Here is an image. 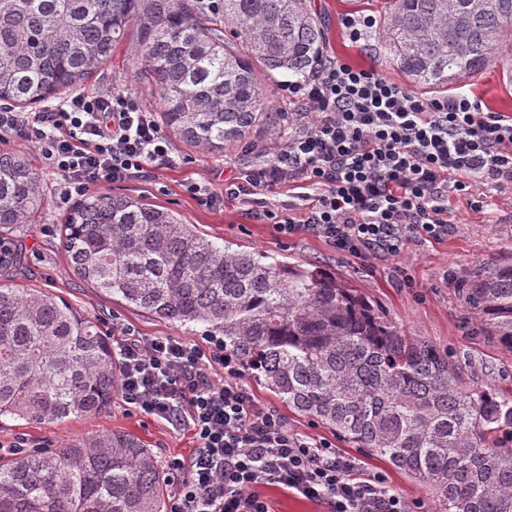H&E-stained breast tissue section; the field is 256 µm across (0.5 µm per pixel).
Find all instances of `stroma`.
<instances>
[{
    "mask_svg": "<svg viewBox=\"0 0 512 512\" xmlns=\"http://www.w3.org/2000/svg\"><path fill=\"white\" fill-rule=\"evenodd\" d=\"M387 5L388 0H308L312 14L324 29L327 58L356 68L377 70L420 98H437V91L412 85L405 74L393 68L375 39L350 41L343 26L346 18H376ZM95 87L104 91L128 90L142 102L150 98L146 86L132 78L131 64L121 52L100 73ZM463 90L480 102L483 111L512 116V87L504 83L501 66L484 70L465 84ZM253 139L255 149L250 153L239 145L221 153L199 152L172 141L168 164L151 169L148 179L118 186L117 191L174 211L184 223L195 225L203 236L217 243L262 250L285 262L316 265L339 273L374 300L409 335L449 351L467 382L512 397V351L494 337L480 335L461 294L464 284L481 269L512 266V192L491 191L488 206L481 209L471 205L466 195L449 194L448 235L443 241L413 240L395 259H358L337 252L315 237L279 239L271 226L246 219L240 205L207 206L186 191L187 183H215L232 177L236 169L261 161L270 146L269 135L260 130ZM61 217V211L47 205L38 224L10 236L15 254L24 258L23 265L15 269L10 263H2L0 275H12L16 284L67 301L107 329L117 323L145 340L172 336L202 346L208 344L204 326H180L158 319L74 276L59 244L57 226ZM238 379L261 405L276 410L289 430L334 443L340 454L359 458L360 475L383 474L389 488L407 502L422 503L425 512H435L429 491L386 460L359 453L330 429L288 409L257 385L247 372H240ZM107 432L134 434L152 449L164 468L173 460L188 459L196 446L187 425H173L130 408L117 393L106 411L62 423L36 424L1 418L0 447L18 444L24 448H59Z\"/></svg>",
    "mask_w": 512,
    "mask_h": 512,
    "instance_id": "obj_1",
    "label": "stroma"
}]
</instances>
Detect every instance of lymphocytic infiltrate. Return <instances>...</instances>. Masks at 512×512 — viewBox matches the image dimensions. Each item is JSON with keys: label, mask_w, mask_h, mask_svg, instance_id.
<instances>
[{"label": "lymphocytic infiltrate", "mask_w": 512, "mask_h": 512, "mask_svg": "<svg viewBox=\"0 0 512 512\" xmlns=\"http://www.w3.org/2000/svg\"><path fill=\"white\" fill-rule=\"evenodd\" d=\"M290 113L263 161L223 187L186 186L206 205L234 201L276 236L311 235L358 258L400 256L412 239L448 234V195L472 183L512 188V117L482 111L458 93L425 100L373 70L323 63L305 80H284ZM34 138L53 203L103 185L139 180L167 158L169 137L125 90L81 91L39 112L0 108V143ZM293 191L275 208L270 196ZM124 403L187 423L197 442L169 512H270L261 489L276 486L326 505L327 512H409L383 476L355 479L357 462L332 444L289 432L261 408L224 358V345L128 335L119 353Z\"/></svg>", "instance_id": "obj_1"}]
</instances>
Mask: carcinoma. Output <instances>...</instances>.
Wrapping results in <instances>:
<instances>
[{
  "label": "carcinoma",
  "instance_id": "1",
  "mask_svg": "<svg viewBox=\"0 0 512 512\" xmlns=\"http://www.w3.org/2000/svg\"><path fill=\"white\" fill-rule=\"evenodd\" d=\"M373 37L415 84L449 89L502 65L512 85V0H392ZM307 0H0V101L27 112L96 81L123 50L158 118L207 152L280 125L266 79L324 60ZM48 204L21 153L0 154V237ZM75 276L169 322L201 324L264 389L429 490L436 512H512V399L464 381L449 352L406 334L338 274L220 246L173 212L96 193L63 214ZM479 330L512 350V266L466 284ZM121 367L97 321L0 283V417L60 423L108 408ZM151 449L108 433L0 462V512H163Z\"/></svg>",
  "mask_w": 512,
  "mask_h": 512
}]
</instances>
